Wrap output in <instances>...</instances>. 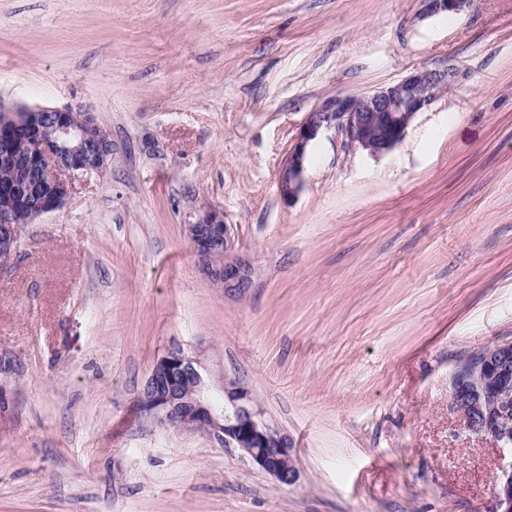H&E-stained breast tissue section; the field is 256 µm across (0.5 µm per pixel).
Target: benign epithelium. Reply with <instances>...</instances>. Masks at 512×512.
I'll use <instances>...</instances> for the list:
<instances>
[{"instance_id": "1", "label": "benign epithelium", "mask_w": 512, "mask_h": 512, "mask_svg": "<svg viewBox=\"0 0 512 512\" xmlns=\"http://www.w3.org/2000/svg\"><path fill=\"white\" fill-rule=\"evenodd\" d=\"M470 0H425L430 14L458 13ZM464 73L454 63L415 69L401 80L362 93L338 92L306 113L278 174L286 202L299 193L310 158L324 139L379 158L402 141L417 115L457 86ZM112 159V140L87 112L68 107L0 104V198L12 208L0 212V254L21 246V231L39 216L63 207L76 180L102 173ZM187 238L211 282L226 292L249 287L252 269L236 247L224 212L210 208L185 225ZM451 406L466 428L512 453V341L487 345L454 366ZM140 413L161 428L202 433L214 443L238 449L253 466L282 486L300 477L292 443L262 418L248 391L224 379L211 393L199 362L180 347L159 356L139 396ZM501 512H512V461L496 485Z\"/></svg>"}]
</instances>
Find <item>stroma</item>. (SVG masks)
<instances>
[{
	"label": "stroma",
	"mask_w": 512,
	"mask_h": 512,
	"mask_svg": "<svg viewBox=\"0 0 512 512\" xmlns=\"http://www.w3.org/2000/svg\"><path fill=\"white\" fill-rule=\"evenodd\" d=\"M448 62L464 80L392 152L322 141L282 199L320 101ZM0 103L112 139L0 265V512H498L504 452L449 377L512 341V0H0ZM207 208L244 293L198 266ZM174 346L248 390L297 484L137 412ZM187 238L199 257L207 277L224 292H242L249 287L252 269L249 262L236 247L231 224H225L224 212L210 208L202 211L196 222L185 225ZM224 250L221 271L215 273L214 253Z\"/></svg>",
	"instance_id": "1"
}]
</instances>
